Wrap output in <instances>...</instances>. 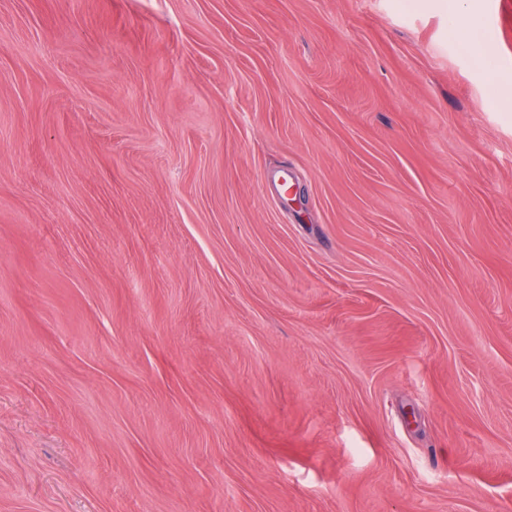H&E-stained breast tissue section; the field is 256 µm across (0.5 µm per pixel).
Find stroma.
Segmentation results:
<instances>
[{
  "mask_svg": "<svg viewBox=\"0 0 512 512\" xmlns=\"http://www.w3.org/2000/svg\"><path fill=\"white\" fill-rule=\"evenodd\" d=\"M511 89L512 0H0V512H512Z\"/></svg>",
  "mask_w": 512,
  "mask_h": 512,
  "instance_id": "35a3bbf8",
  "label": "stroma"
}]
</instances>
